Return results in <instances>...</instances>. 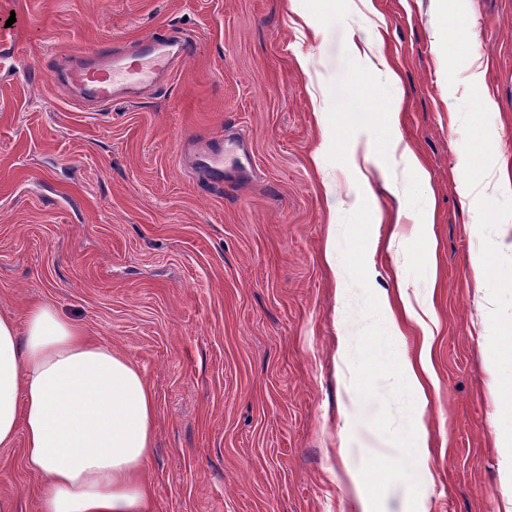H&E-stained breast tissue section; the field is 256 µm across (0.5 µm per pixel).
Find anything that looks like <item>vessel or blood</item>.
I'll return each mask as SVG.
<instances>
[{
    "label": "vessel or blood",
    "mask_w": 512,
    "mask_h": 512,
    "mask_svg": "<svg viewBox=\"0 0 512 512\" xmlns=\"http://www.w3.org/2000/svg\"><path fill=\"white\" fill-rule=\"evenodd\" d=\"M190 53L189 43L171 32L145 37L123 52L109 47L94 52L77 50L68 71L57 81L71 96L105 106L154 85L178 69Z\"/></svg>",
    "instance_id": "vessel-or-blood-1"
}]
</instances>
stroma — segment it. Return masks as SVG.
<instances>
[{
  "label": "stroma",
  "instance_id": "35a3bbf8",
  "mask_svg": "<svg viewBox=\"0 0 512 512\" xmlns=\"http://www.w3.org/2000/svg\"><path fill=\"white\" fill-rule=\"evenodd\" d=\"M373 2L0 0V28L17 40L0 59V312L21 320L51 305L144 374L151 512H356L352 473L372 512H411L423 496L432 512H505L512 281L476 289L474 262L512 269L501 221L512 198L472 205L458 183L461 162L476 173L512 160V0ZM168 30L192 54L135 98L84 106L52 80L74 50ZM377 54L399 90L370 67ZM393 107L389 131L379 116ZM219 144L218 187L186 155ZM406 145L429 184L411 176ZM366 149L376 167L363 179ZM426 195L436 221L423 235L414 203ZM378 207L405 241L373 255L365 239L389 226L373 225ZM332 208L349 214L345 259L362 297L394 287L399 268L411 300H433L430 485L388 474L409 462L394 441L409 406L391 394L386 346L363 349L370 396L346 432L333 422L332 355L347 328L322 261ZM39 483L23 438L0 448V493L19 512H38Z\"/></svg>",
  "mask_w": 512,
  "mask_h": 512
}]
</instances>
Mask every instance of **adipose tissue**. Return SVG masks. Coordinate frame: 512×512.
Wrapping results in <instances>:
<instances>
[{
    "mask_svg": "<svg viewBox=\"0 0 512 512\" xmlns=\"http://www.w3.org/2000/svg\"><path fill=\"white\" fill-rule=\"evenodd\" d=\"M459 191L469 203L512 195V176L488 166L467 175ZM338 213H330L324 261L337 284L342 320L363 328L366 310L381 316L384 335L400 339L419 317L388 291L363 301L350 286ZM434 337L423 331L414 356L403 357L397 395L413 408L416 446L427 450L423 421L433 382ZM356 337H340L333 363L347 400L339 428H347L361 394ZM155 397L123 353L94 341L48 305L31 306L24 322L0 315V447L23 437L28 468L40 478V512H150L144 476L154 445Z\"/></svg>",
    "mask_w": 512,
    "mask_h": 512,
    "instance_id": "ef3b65f1",
    "label": "adipose tissue"
}]
</instances>
